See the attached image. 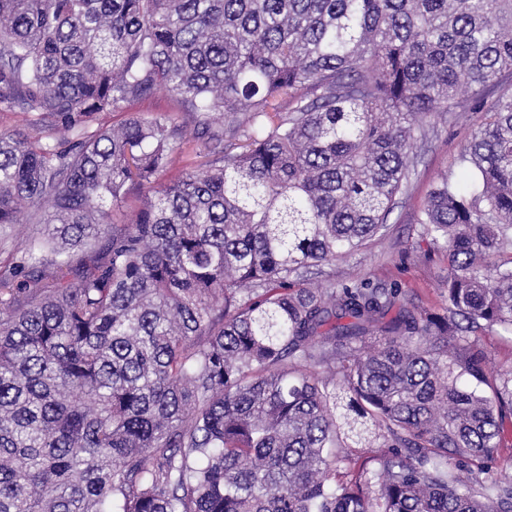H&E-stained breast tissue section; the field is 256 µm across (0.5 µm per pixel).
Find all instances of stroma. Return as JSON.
Returning <instances> with one entry per match:
<instances>
[{
	"mask_svg": "<svg viewBox=\"0 0 512 512\" xmlns=\"http://www.w3.org/2000/svg\"><path fill=\"white\" fill-rule=\"evenodd\" d=\"M486 119L481 110L425 118L429 140L402 204L388 219L387 230L354 255L323 266V275L340 285L361 280L387 287L396 284L405 290L411 310L442 312L448 297V260L445 252L431 248L423 238L417 217L441 176L462 181L461 152ZM472 341L485 353L490 376L512 370V334L486 328L475 333Z\"/></svg>",
	"mask_w": 512,
	"mask_h": 512,
	"instance_id": "stroma-1",
	"label": "stroma"
}]
</instances>
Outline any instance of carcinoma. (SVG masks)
Returning a JSON list of instances; mask_svg holds the SVG:
<instances>
[{
	"mask_svg": "<svg viewBox=\"0 0 512 512\" xmlns=\"http://www.w3.org/2000/svg\"><path fill=\"white\" fill-rule=\"evenodd\" d=\"M511 80L512 0H0V234L46 225L0 271V512H512L470 340L512 333ZM160 88L192 135L93 128ZM482 107L418 216L444 313L305 286Z\"/></svg>",
	"mask_w": 512,
	"mask_h": 512,
	"instance_id": "obj_1",
	"label": "carcinoma"
}]
</instances>
